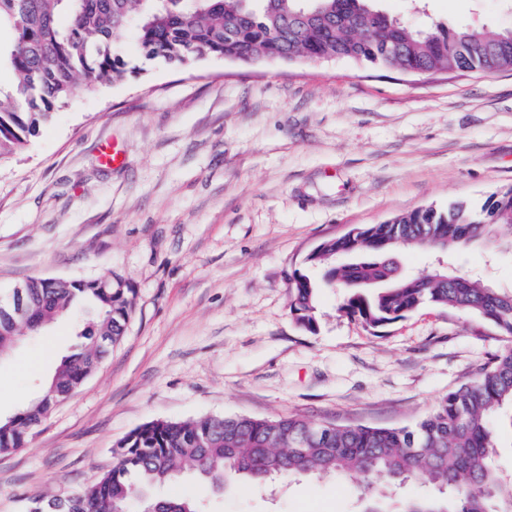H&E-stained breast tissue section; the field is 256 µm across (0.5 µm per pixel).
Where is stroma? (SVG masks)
Listing matches in <instances>:
<instances>
[{"label":"stroma","mask_w":512,"mask_h":512,"mask_svg":"<svg viewBox=\"0 0 512 512\" xmlns=\"http://www.w3.org/2000/svg\"><path fill=\"white\" fill-rule=\"evenodd\" d=\"M412 27L512 26V0H380ZM125 80L76 93L0 161V293L32 278L115 274L134 290L121 342L29 436L0 455V512L64 497L110 470L119 440L203 415L410 426L503 346L487 322L426 305L380 328L318 293L316 331L290 314L288 277L324 241L421 206L481 207L512 187V69L407 75L348 59L177 68L119 38ZM114 142L128 161L101 160ZM512 289V252L405 250ZM85 311L0 364V420L42 395ZM156 496L211 512H365L351 480L211 489L193 475Z\"/></svg>","instance_id":"1"}]
</instances>
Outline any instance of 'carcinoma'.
Wrapping results in <instances>:
<instances>
[{"label": "carcinoma", "mask_w": 512, "mask_h": 512, "mask_svg": "<svg viewBox=\"0 0 512 512\" xmlns=\"http://www.w3.org/2000/svg\"><path fill=\"white\" fill-rule=\"evenodd\" d=\"M0 68L11 89L0 88V158L24 150L40 125L77 91L125 78L123 47L112 38L132 34L142 53L187 67L210 55L241 64L325 62L347 58L386 69L425 74L455 67L483 72L512 68V29L450 30L440 24L414 30L387 17L374 0H0ZM512 187L480 209L432 206L367 224L324 241L309 263L316 279L296 270L289 278L290 311L307 331L317 328L319 288L360 282L341 311L369 328L391 324L426 304L475 315L505 345L471 383L448 392L415 426L378 427L309 420L201 416L148 422L115 446L116 463L98 481L64 498L28 499L26 512H206L199 499H157L150 489L191 472L213 486L295 476L357 479L378 499L407 483L434 485L446 498H420L414 507L440 512H512V486L494 464V433L512 407V290L492 288L436 268L406 275L399 252L464 249L473 244L512 251ZM121 278L31 279L21 287L24 313L0 297V360L24 340L75 308L95 317L81 332L86 344L64 357L52 379L54 395L32 401L0 421V454L27 443L32 428L101 366L95 341L123 338L132 302ZM324 428L314 437L312 432Z\"/></svg>", "instance_id": "cac0c4a2"}]
</instances>
